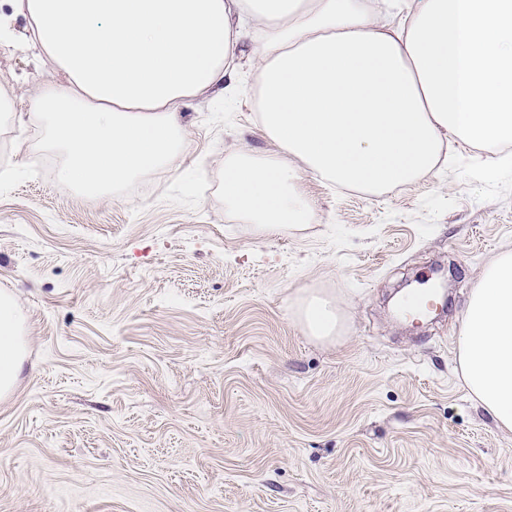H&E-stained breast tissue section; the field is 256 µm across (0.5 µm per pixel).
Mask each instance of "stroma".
<instances>
[{
    "label": "stroma",
    "mask_w": 512,
    "mask_h": 512,
    "mask_svg": "<svg viewBox=\"0 0 512 512\" xmlns=\"http://www.w3.org/2000/svg\"><path fill=\"white\" fill-rule=\"evenodd\" d=\"M31 53L0 46L29 111ZM232 97L182 107L169 168L91 197L0 132V292L26 356L0 396V512H512V433L465 388L457 337L484 268L512 250V164L452 146L381 192L305 176L314 220L260 238L224 208V158L277 153L248 58ZM446 315H396L404 286ZM334 299L341 334L301 330Z\"/></svg>",
    "instance_id": "stroma-1"
}]
</instances>
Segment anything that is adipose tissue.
I'll use <instances>...</instances> for the list:
<instances>
[{"label": "adipose tissue", "mask_w": 512, "mask_h": 512, "mask_svg": "<svg viewBox=\"0 0 512 512\" xmlns=\"http://www.w3.org/2000/svg\"><path fill=\"white\" fill-rule=\"evenodd\" d=\"M10 0L0 43L49 66L33 115L59 180L119 196L186 144L180 108L235 89L251 54L259 121L274 155L224 159V205L262 237L307 224L312 174L380 191L431 173L449 143L512 162V0ZM337 305L301 308L309 335H334ZM16 303L0 298V385L22 364ZM458 364L471 397L512 432V251L468 298Z\"/></svg>", "instance_id": "adipose-tissue-1"}]
</instances>
